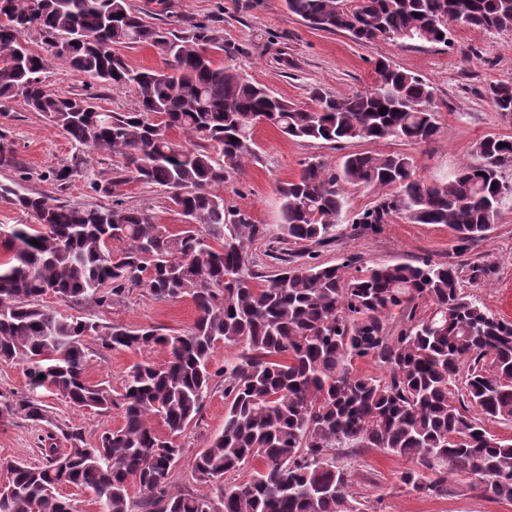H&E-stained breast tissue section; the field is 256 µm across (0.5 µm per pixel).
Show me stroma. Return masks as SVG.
I'll return each mask as SVG.
<instances>
[{"label": "stroma", "mask_w": 512, "mask_h": 512, "mask_svg": "<svg viewBox=\"0 0 512 512\" xmlns=\"http://www.w3.org/2000/svg\"><path fill=\"white\" fill-rule=\"evenodd\" d=\"M138 9L152 13V23L185 29L196 21H207L224 40V64L243 70L249 78L267 86L288 101L305 104L311 87L347 95L369 89L374 80V63L386 59L427 82L433 90L432 107L437 114L438 133L429 142L407 144L396 140L370 143L355 141L333 146L317 141L292 139L276 128L261 124L254 130L255 155L224 184L228 205L248 213L259 228L248 247L253 271L275 274L281 264L269 258L277 246L280 202L278 187L294 179L309 158L320 157L328 166L340 167L351 152L374 154L405 153L416 165L417 177L432 182L472 161L475 143L485 135L512 136V119L499 115L488 95L489 83L512 82V32L475 33L459 24L451 26V46L406 41H378L362 45L349 33H328L310 27L291 14L285 0H168L167 13H153L152 0H129ZM49 89L57 93H93L102 108L128 112L137 105L132 90L118 87H89L61 62L52 63L44 74ZM0 133L14 148L15 166H0V183L20 191L40 193L77 206L108 205L120 199L125 206L145 211L153 221L177 228L181 222L171 210L166 192L159 187L131 180L120 185L116 197L93 190V183L107 182L119 162L109 152L90 155L76 171L66 190L53 184L52 171L74 165L80 158L64 133L37 112L13 101L0 105ZM383 193L377 189L351 187L335 241L304 252L289 247L294 263L334 265L353 260L355 269L378 267L422 259L454 262L467 269L490 264L494 273L484 281L463 280L465 291L493 313L512 319V206H505L499 222L487 237L462 254L453 253V238L442 224H416L405 215H395L371 231L359 228L358 215L374 207ZM44 305L65 315L93 316L97 320L128 328L155 326L180 331L193 324L196 309L191 298L158 301L138 289L112 307L91 302L74 304L48 296ZM244 345L218 346L210 370L211 394L199 415L181 434V459L170 473L175 490L194 488L192 462L197 453L224 428L225 366L241 362ZM161 348L145 352L109 350L98 343L89 345L85 377L121 389L129 369L138 362L162 363ZM26 392L22 366L0 364V460L38 464L46 440L65 447L63 429L78 428L87 442H95L105 431L121 426L120 408L101 414L73 407L64 398L48 394L44 401L49 419L34 423L20 414L9 413L10 403ZM352 473L356 498L362 512H512V502H491L459 477L448 480V491L439 496L407 492L400 482L405 461L378 448H364L346 459Z\"/></svg>", "instance_id": "1"}]
</instances>
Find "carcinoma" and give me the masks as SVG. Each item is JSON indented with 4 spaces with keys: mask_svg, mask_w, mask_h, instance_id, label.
Wrapping results in <instances>:
<instances>
[{
    "mask_svg": "<svg viewBox=\"0 0 512 512\" xmlns=\"http://www.w3.org/2000/svg\"><path fill=\"white\" fill-rule=\"evenodd\" d=\"M286 3L315 29L347 32L364 45L446 46L450 21L476 33L512 30V0ZM32 29L44 38L41 52L23 39ZM132 46L154 48L166 68L130 67L117 48ZM222 52L224 39L209 24L168 29L128 0H0V103L18 99L84 151L121 158L96 191L110 196L130 179L157 185L183 218L173 231L118 200L76 207L0 184V198L33 219L0 229L7 253L0 363L23 364L29 387L7 411L46 420L41 390L78 408L123 411L122 425L93 444L72 429L63 433L69 447L41 449V464H6L13 479L0 493V512H69L64 486L92 492L100 512H129L132 481L143 512H360L341 448H380L403 459L400 481L409 492L440 495L454 475L490 500L512 502V439L484 426L512 421V320L466 294L449 262L423 259L351 277L345 262L259 275L246 260L257 227L224 202V183L255 155L260 121L287 137L333 145L425 143L438 131L430 85L380 59L370 89L338 97L313 87L310 104L300 106L217 61ZM51 59L85 80L134 90L138 107L112 112L91 96L48 89L41 74ZM487 95L512 117L511 83H492ZM473 153L474 161L434 183L415 176L407 154L349 153L337 171L314 158L279 187L282 240L326 245L336 238L348 186L392 188L359 223L404 213L417 224H443L461 254L498 223L512 192L502 181L512 138L486 135ZM135 288L159 301L191 298L193 325L174 334L129 329L41 303L53 295L109 306ZM394 310L408 315L391 336L384 319ZM91 339L110 350L161 346L167 359L134 364L117 398L85 378ZM239 344L248 350L244 360L224 368V430L193 461L199 489L171 493L169 475L183 453L177 439L203 408L214 353ZM367 358L387 373L354 371V361ZM462 374L475 417L453 399ZM244 469L248 479L226 480Z\"/></svg>",
    "mask_w": 512,
    "mask_h": 512,
    "instance_id": "obj_1",
    "label": "carcinoma"
}]
</instances>
